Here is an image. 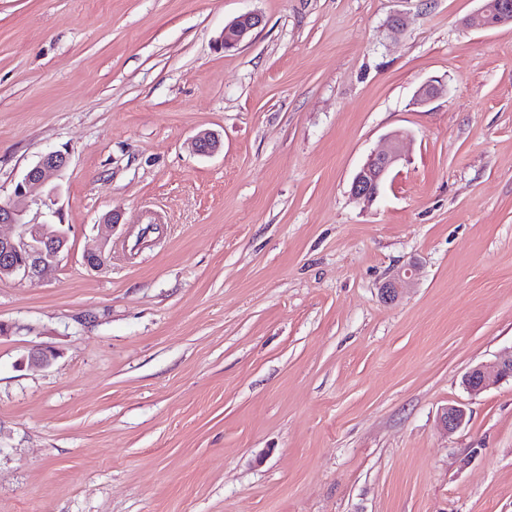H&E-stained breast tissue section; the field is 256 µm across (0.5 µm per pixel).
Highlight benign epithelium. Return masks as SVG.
Returning a JSON list of instances; mask_svg holds the SVG:
<instances>
[{
    "label": "benign epithelium",
    "instance_id": "benign-epithelium-1",
    "mask_svg": "<svg viewBox=\"0 0 512 512\" xmlns=\"http://www.w3.org/2000/svg\"><path fill=\"white\" fill-rule=\"evenodd\" d=\"M262 23L263 17L257 12L238 16L224 27L221 47L235 48L250 41L254 30ZM507 23H512V0H497L493 5L486 0L466 19L467 26L477 30L493 29ZM407 140L409 134L402 130L388 135L387 149L370 155L356 173L351 185L352 197L367 204L378 197L390 171L402 158L403 144ZM194 145L198 154L211 156L219 151L221 142L212 133L204 131L195 137ZM68 164V153L62 150L44 154L15 184L13 197L21 202L28 197L32 187L49 185V201L55 202L59 186L53 181L62 177ZM25 213L26 207L19 203L0 205V224H16L22 228L16 237L0 236V278L15 275L31 281L41 280L58 265L61 255L69 251V236L63 224L27 222ZM412 268L411 264L405 266L397 277L381 288L384 301L396 300L403 290L412 285ZM55 357L56 353L50 347H37L21 363L47 365ZM489 385V374L482 365L472 367L464 375L463 386L472 396L481 394ZM465 419V409L456 404L444 407L440 416L441 424L448 433L459 429Z\"/></svg>",
    "mask_w": 512,
    "mask_h": 512
}]
</instances>
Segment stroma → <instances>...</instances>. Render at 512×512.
I'll use <instances>...</instances> for the list:
<instances>
[{"mask_svg":"<svg viewBox=\"0 0 512 512\" xmlns=\"http://www.w3.org/2000/svg\"><path fill=\"white\" fill-rule=\"evenodd\" d=\"M480 5L0 0V204L70 153L69 254L0 279V512H512V381L462 384L512 349V23ZM511 1L500 0L491 6L489 1L484 0L482 6L465 20L467 26L477 30H488L512 23ZM263 17L257 12H248L230 21L222 32L220 45L222 48H235L249 42L255 29L263 23ZM409 137V134L402 130L393 131L388 135L387 149L370 155L356 173L351 185L352 197L367 204L378 197L390 171L402 158L403 144ZM69 164L68 153L62 150H53L44 154L41 159L31 167L24 177L18 181L13 189V197L19 201L25 200L32 187L48 186L54 180L61 179ZM414 266L412 264H408L405 266L402 271H399L397 274V277L393 278L392 280L388 281L382 288H381V295L384 301H394L396 300L400 293L404 290L409 288L412 283V268ZM489 374L483 365L472 367L463 378V386L471 396L480 395L490 385Z\"/></svg>","mask_w":512,"mask_h":512,"instance_id":"35a3bbf8","label":"stroma"}]
</instances>
